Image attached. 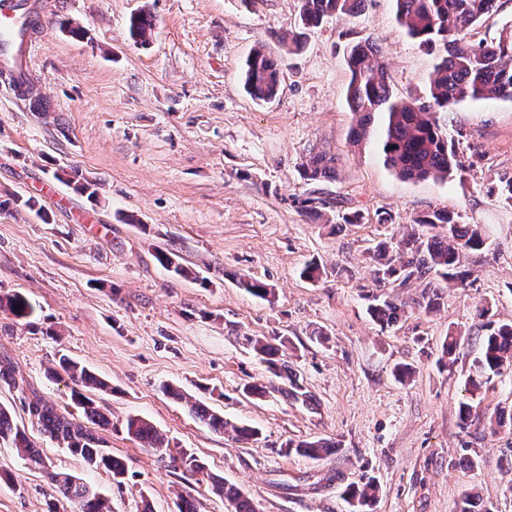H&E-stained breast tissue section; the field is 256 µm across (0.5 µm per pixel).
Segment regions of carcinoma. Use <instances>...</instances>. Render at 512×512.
Masks as SVG:
<instances>
[{
  "label": "carcinoma",
  "instance_id": "obj_1",
  "mask_svg": "<svg viewBox=\"0 0 512 512\" xmlns=\"http://www.w3.org/2000/svg\"><path fill=\"white\" fill-rule=\"evenodd\" d=\"M365 0H301L300 19L305 29L319 26L326 18L339 14H354L361 10ZM498 0H395L396 19L406 34L416 40L426 51L439 54L430 75L426 95L399 98L393 95L388 82L382 46L366 38L353 37L344 46L349 71L346 100L356 118L351 143L359 145L370 132L376 115L383 118V131L379 149L384 164L408 179H434L446 181L465 164L458 155L455 139L448 136L441 114L455 103L471 100L512 101V24L504 28L496 41L488 44L469 40L473 28L481 19L498 9ZM155 26V19L148 11H140L129 18L130 37L141 44L148 41ZM270 39L288 54L300 52L304 33L292 35L272 32ZM282 77L281 61L271 53L257 49L245 63V86L257 102H269L278 93ZM0 78L21 91L30 83L29 74L19 70H0ZM338 175L337 157L331 148L312 147L300 164V176L314 183L332 182ZM297 209L310 217L318 218L322 211L334 203L320 196H295ZM485 239L477 224H461L454 213L446 209H433L419 215L412 231L398 241L380 242L375 249L377 265L374 283L378 288L389 284L404 286L412 280L426 282L420 296L411 300L410 308L428 314L438 306V279L448 285L462 284L466 273L462 261L470 253L483 248ZM158 261L180 277L194 276L171 254L159 253ZM239 287L253 296L270 300L273 288L256 279L241 277ZM371 315L382 325L390 326L399 319L404 307H399L385 293H369ZM21 309H16V306ZM0 311L19 321L28 320L33 314L29 300L16 293L0 296ZM487 334L474 360V376L468 385L471 395L476 393L502 369L512 366V322L487 321ZM253 352L277 377L290 382L288 395L298 397L299 386L286 365L280 364V347L267 338L249 339ZM65 374L74 384L71 392L73 410H59L43 396L28 393L27 384L8 360L0 361V384L15 391L25 404L28 416L40 430L58 442L64 450L79 458L89 470L104 469L112 474L113 481L122 484L126 473L125 463L105 448V441L95 429L112 427L111 417L102 410L90 392L112 390L109 383L72 358L62 355L58 368L49 376ZM189 411L195 418L214 430L226 426L224 417L211 412L195 401ZM95 429H90V426ZM126 434L139 442L141 447L157 452L168 449L169 444L161 433L147 420L130 415L123 424ZM0 440L9 442L19 458L30 468L46 467L39 448L28 436L25 428L17 424L10 410L0 405ZM337 450V445L323 440L289 442L286 452L320 459ZM173 462L190 474L207 475L205 464L185 449L177 452ZM52 482L74 506L75 512H112L108 499L83 479L66 472L51 474ZM214 486L224 495L233 512H257L255 506L234 485L212 478ZM377 484L370 480L363 486L353 487L347 497L356 503L360 512L373 505Z\"/></svg>",
  "mask_w": 512,
  "mask_h": 512
}]
</instances>
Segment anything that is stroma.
Returning a JSON list of instances; mask_svg holds the SVG:
<instances>
[{
	"label": "stroma",
	"instance_id": "1",
	"mask_svg": "<svg viewBox=\"0 0 512 512\" xmlns=\"http://www.w3.org/2000/svg\"><path fill=\"white\" fill-rule=\"evenodd\" d=\"M36 37L34 94L48 114L0 81V295L20 293L33 324L0 312V358H9L37 393L57 406L69 380L48 381L60 354L111 386L103 393L112 426L103 433L127 466L116 485L87 470L42 434L16 393L0 403L40 448L47 466L28 469L0 440V512H47L61 495L53 471L84 479L112 512H177L178 498L200 512H230L211 477L238 487L257 512H353L345 491L374 480L370 512H456L467 492L478 512H512V368L477 395L467 379L486 335L476 316L512 320V204L494 187L512 176V101L464 100L445 115L461 158L482 153L473 170L446 181L406 180L383 162L378 129L351 144L346 102L345 34L354 30L385 51L394 95H425L435 57L407 37L393 0H365L357 15H337L309 31L283 63L277 97L254 101L244 64L258 46L276 50L268 31H298L300 0H61ZM151 12L149 43L130 38L128 20ZM86 36H70L67 25ZM324 144L339 156L336 181L322 192L344 200L327 220L300 214L293 197L311 187L298 166ZM97 196L75 190L73 173ZM54 183L58 198L44 188ZM36 197L40 211L21 206ZM445 208L480 225L483 250L463 262L465 284L441 288L437 309L383 328L367 312L375 244L401 238L421 213ZM360 212L355 224L339 211ZM392 214L381 224L378 212ZM174 253L200 280L166 270L157 252ZM322 267L318 280L300 272ZM247 276L274 288L267 302L237 286ZM460 334L453 364H443L449 331ZM280 336L282 361L311 400L286 397L249 340ZM409 370L406 381L395 366ZM188 396L163 394L162 383ZM265 386L261 397L244 384ZM473 405L461 428V402ZM200 402L230 427L213 431L188 409ZM149 420L168 440L157 453L131 440L127 416ZM502 419L498 428L489 423ZM256 429L236 440L234 427ZM326 438L339 450L322 460L286 453L287 441ZM185 449L207 476L175 468ZM342 481L311 489L309 477Z\"/></svg>",
	"mask_w": 512,
	"mask_h": 512
}]
</instances>
